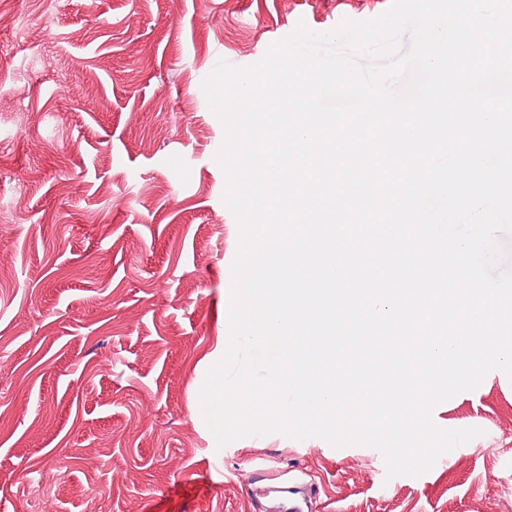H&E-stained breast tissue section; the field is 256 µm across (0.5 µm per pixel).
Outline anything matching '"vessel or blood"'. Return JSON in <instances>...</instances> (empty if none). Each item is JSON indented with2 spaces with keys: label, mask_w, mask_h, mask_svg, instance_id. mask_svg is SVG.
I'll return each mask as SVG.
<instances>
[{
  "label": "vessel or blood",
  "mask_w": 512,
  "mask_h": 512,
  "mask_svg": "<svg viewBox=\"0 0 512 512\" xmlns=\"http://www.w3.org/2000/svg\"><path fill=\"white\" fill-rule=\"evenodd\" d=\"M245 486L251 500H269L271 512H312L309 503L317 495L314 485L284 481L262 468L248 474Z\"/></svg>",
  "instance_id": "obj_1"
}]
</instances>
